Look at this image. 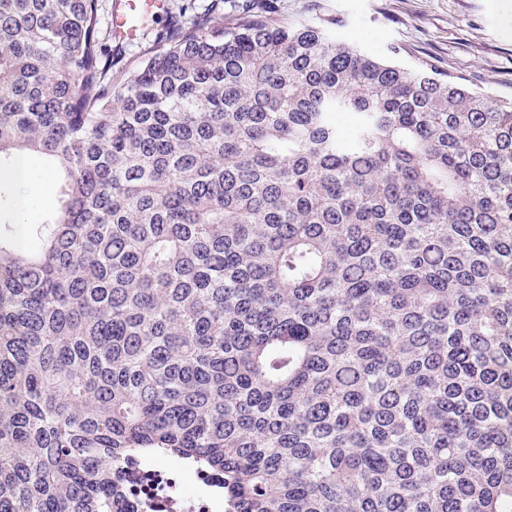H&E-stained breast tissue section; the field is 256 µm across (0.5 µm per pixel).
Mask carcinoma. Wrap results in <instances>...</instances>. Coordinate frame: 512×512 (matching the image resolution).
Returning a JSON list of instances; mask_svg holds the SVG:
<instances>
[{
    "label": "carcinoma",
    "instance_id": "carcinoma-1",
    "mask_svg": "<svg viewBox=\"0 0 512 512\" xmlns=\"http://www.w3.org/2000/svg\"><path fill=\"white\" fill-rule=\"evenodd\" d=\"M100 0H0V512H512V102L210 0L124 81ZM350 122L349 133L338 115ZM19 184L21 188L12 203L7 201L2 203L1 218L2 224L9 222L12 216V211L16 209H26L30 218L31 224L40 222L41 216L52 211L56 205V198L54 190L51 189V177L47 173L42 176L36 177L32 173L24 176ZM122 488L117 510L133 512H223L224 480L203 467L165 457L134 459L115 471Z\"/></svg>",
    "mask_w": 512,
    "mask_h": 512
}]
</instances>
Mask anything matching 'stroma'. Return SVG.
<instances>
[{"label":"stroma","mask_w":512,"mask_h":512,"mask_svg":"<svg viewBox=\"0 0 512 512\" xmlns=\"http://www.w3.org/2000/svg\"><path fill=\"white\" fill-rule=\"evenodd\" d=\"M166 15L145 20L135 41L116 46L123 66L137 67L156 32L186 5L202 11L207 0H167ZM260 10L288 19L331 15L337 39L377 57L400 51L402 58H425L439 71L463 77L494 99H512V0H257ZM56 198L49 174L27 175L14 201L0 204V219L24 209L32 221L52 211Z\"/></svg>","instance_id":"obj_1"}]
</instances>
